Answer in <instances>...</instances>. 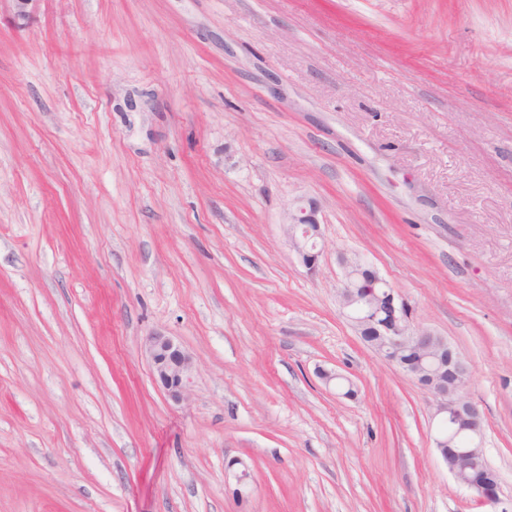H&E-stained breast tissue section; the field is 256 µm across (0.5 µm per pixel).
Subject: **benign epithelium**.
Returning a JSON list of instances; mask_svg holds the SVG:
<instances>
[{"mask_svg": "<svg viewBox=\"0 0 512 512\" xmlns=\"http://www.w3.org/2000/svg\"><path fill=\"white\" fill-rule=\"evenodd\" d=\"M284 228L290 249L308 273H315L323 253L316 207L298 206L288 212ZM340 264L344 276L337 288V302L342 314L355 331L366 330L375 336L372 349L378 355L433 396L439 419L435 448L455 480L479 504L490 507V512H507L499 509V474L482 448L483 413L463 395L471 378L469 363L459 357L447 359L452 352L447 340L411 324L404 301L364 257L342 253ZM146 353L156 384L174 403H183L194 373L192 357L173 338L160 333L148 337ZM447 422L468 438L469 447H459L447 435L443 430Z\"/></svg>", "mask_w": 512, "mask_h": 512, "instance_id": "obj_1", "label": "benign epithelium"}]
</instances>
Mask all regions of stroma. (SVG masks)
I'll return each mask as SVG.
<instances>
[{
  "mask_svg": "<svg viewBox=\"0 0 512 512\" xmlns=\"http://www.w3.org/2000/svg\"><path fill=\"white\" fill-rule=\"evenodd\" d=\"M343 251L469 362L512 501V0H0V512H487ZM287 215L284 228L288 245L308 273L314 274L318 268L319 257L323 253L320 223L316 217L317 209L311 204L308 208L298 206L295 210H289ZM154 381L176 404L188 396L194 373L192 357L173 338L156 333L146 342Z\"/></svg>",
  "mask_w": 512,
  "mask_h": 512,
  "instance_id": "stroma-1",
  "label": "stroma"
}]
</instances>
